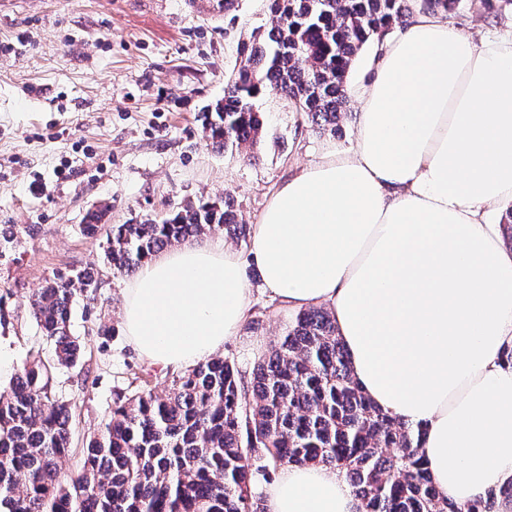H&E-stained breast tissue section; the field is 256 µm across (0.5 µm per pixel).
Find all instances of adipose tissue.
<instances>
[{"instance_id": "adipose-tissue-1", "label": "adipose tissue", "mask_w": 512, "mask_h": 512, "mask_svg": "<svg viewBox=\"0 0 512 512\" xmlns=\"http://www.w3.org/2000/svg\"><path fill=\"white\" fill-rule=\"evenodd\" d=\"M359 131L280 185L254 227L264 290L326 305L363 391L422 424L437 489L458 507L512 478V22L474 38L414 8L367 59ZM250 290L223 243L145 262L123 328L150 363L189 368L222 349ZM269 512H360L344 477L288 465Z\"/></svg>"}]
</instances>
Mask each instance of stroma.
<instances>
[{"label":"stroma","mask_w":512,"mask_h":512,"mask_svg":"<svg viewBox=\"0 0 512 512\" xmlns=\"http://www.w3.org/2000/svg\"><path fill=\"white\" fill-rule=\"evenodd\" d=\"M0 0V354L8 387L31 353L52 362L54 345L30 316L29 295L46 282L92 267V298L76 296L71 332L82 362L53 371L52 386L72 408L73 448L63 463L76 474L86 440L117 394L164 393L172 369L141 358L122 325L131 276L105 258L106 236L82 226L160 219L184 201L232 195L248 226L297 168L350 150L359 105L338 133L317 129L291 104L260 97L267 127L260 160L216 147L201 114L224 96L238 66L242 35L269 24L268 0ZM454 21L486 34L512 21V0H463ZM210 239L234 249L250 296L246 317L221 357L252 370L295 317L262 287L250 246L223 231Z\"/></svg>","instance_id":"obj_1"}]
</instances>
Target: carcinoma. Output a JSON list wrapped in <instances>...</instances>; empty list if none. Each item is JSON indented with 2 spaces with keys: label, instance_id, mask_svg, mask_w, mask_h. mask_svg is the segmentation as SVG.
<instances>
[{
  "label": "carcinoma",
  "instance_id": "carcinoma-1",
  "mask_svg": "<svg viewBox=\"0 0 512 512\" xmlns=\"http://www.w3.org/2000/svg\"><path fill=\"white\" fill-rule=\"evenodd\" d=\"M412 2L269 0V28L239 43L224 99L203 113L208 138L258 159L264 121L254 101L263 95L284 98L336 133L353 62L403 23ZM420 2L451 13L463 0ZM216 229L241 241L250 235L230 195L187 201L160 221L112 226L106 259L133 273L167 247ZM96 287L95 272L83 269L29 298L58 366L80 361L72 303ZM51 379L37 355L0 393V512H267L259 482L283 466L312 464L339 470L362 512H494L497 499H512V479L464 508L436 489L424 426L370 401L321 307L300 311L249 378L235 362L212 357L172 375L163 395H117L73 477L61 467L72 446L70 404L56 397Z\"/></svg>",
  "mask_w": 512,
  "mask_h": 512
}]
</instances>
